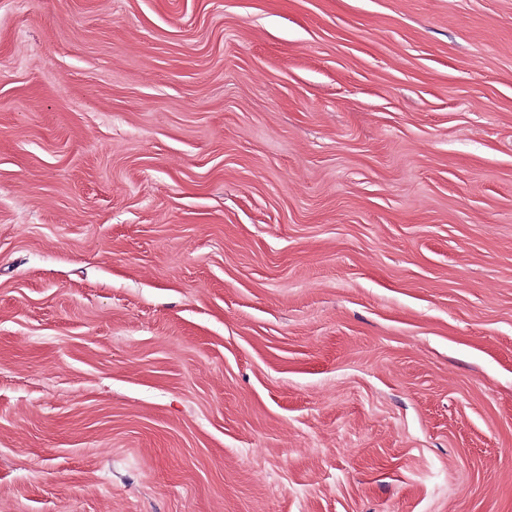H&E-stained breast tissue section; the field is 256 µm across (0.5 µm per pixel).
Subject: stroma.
Segmentation results:
<instances>
[{
	"instance_id": "1",
	"label": "stroma",
	"mask_w": 512,
	"mask_h": 512,
	"mask_svg": "<svg viewBox=\"0 0 512 512\" xmlns=\"http://www.w3.org/2000/svg\"><path fill=\"white\" fill-rule=\"evenodd\" d=\"M0 512H512V0H0Z\"/></svg>"
}]
</instances>
